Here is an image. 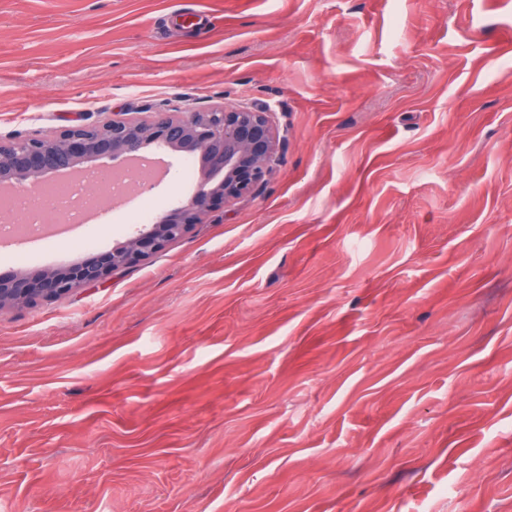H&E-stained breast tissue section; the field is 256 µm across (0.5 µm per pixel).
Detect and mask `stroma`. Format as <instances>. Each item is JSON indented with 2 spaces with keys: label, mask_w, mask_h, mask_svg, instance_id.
<instances>
[{
  "label": "stroma",
  "mask_w": 512,
  "mask_h": 512,
  "mask_svg": "<svg viewBox=\"0 0 512 512\" xmlns=\"http://www.w3.org/2000/svg\"><path fill=\"white\" fill-rule=\"evenodd\" d=\"M217 105L259 194L0 309V512H512V0H0V140Z\"/></svg>",
  "instance_id": "35a3bbf8"
}]
</instances>
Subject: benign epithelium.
<instances>
[{"mask_svg":"<svg viewBox=\"0 0 512 512\" xmlns=\"http://www.w3.org/2000/svg\"><path fill=\"white\" fill-rule=\"evenodd\" d=\"M151 146L200 153L199 190L154 223L135 227L124 245L88 261L56 271L0 275V307L61 299L138 266L212 212L258 194L280 160L279 134L263 107L156 112L149 120L116 113L100 124L69 127L54 136L0 140V186L31 190L42 177L107 158L123 164Z\"/></svg>","mask_w":512,"mask_h":512,"instance_id":"benign-epithelium-1","label":"benign epithelium"}]
</instances>
